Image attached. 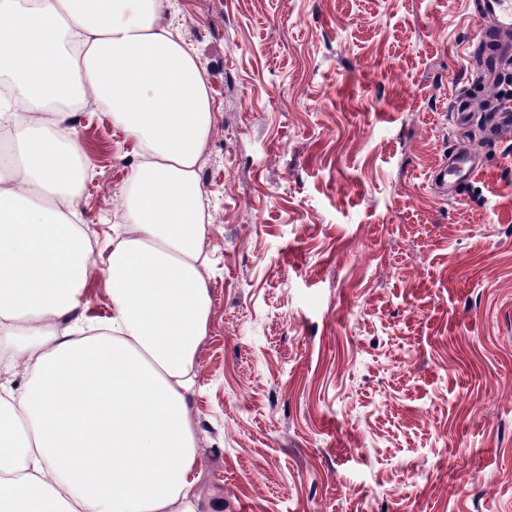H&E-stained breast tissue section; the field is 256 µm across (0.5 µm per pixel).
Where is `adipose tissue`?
Masks as SVG:
<instances>
[{
	"label": "adipose tissue",
	"mask_w": 512,
	"mask_h": 512,
	"mask_svg": "<svg viewBox=\"0 0 512 512\" xmlns=\"http://www.w3.org/2000/svg\"><path fill=\"white\" fill-rule=\"evenodd\" d=\"M170 0H0V512H198L193 367L212 308L197 161L214 125L205 71ZM134 141L125 222L105 262L73 205L92 169L85 103ZM58 186L54 200L38 189ZM112 303L81 311L93 277Z\"/></svg>",
	"instance_id": "ef3b65f1"
}]
</instances>
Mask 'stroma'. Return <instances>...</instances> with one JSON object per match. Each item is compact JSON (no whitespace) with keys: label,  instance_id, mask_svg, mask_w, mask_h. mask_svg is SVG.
Instances as JSON below:
<instances>
[{"label":"stroma","instance_id":"35a3bbf8","mask_svg":"<svg viewBox=\"0 0 512 512\" xmlns=\"http://www.w3.org/2000/svg\"><path fill=\"white\" fill-rule=\"evenodd\" d=\"M207 71L213 308L201 512H512V137L485 142L474 0H177ZM76 207L121 223L133 141L94 108ZM436 171V178L447 183L448 176L456 181L467 182L474 178L481 169L477 154L466 144H460L448 158V163L439 164Z\"/></svg>","mask_w":512,"mask_h":512}]
</instances>
